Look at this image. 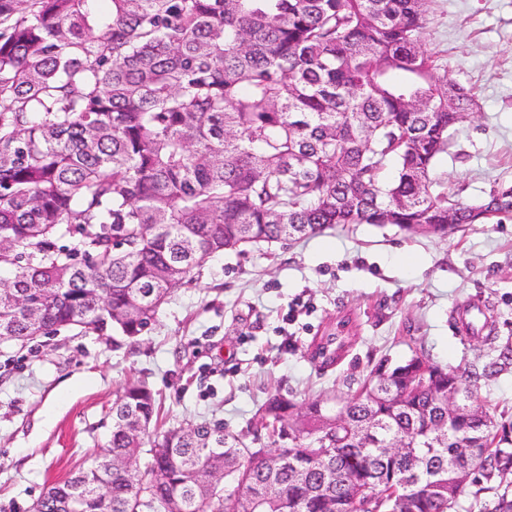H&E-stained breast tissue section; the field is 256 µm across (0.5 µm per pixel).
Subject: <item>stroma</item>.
Returning <instances> with one entry per match:
<instances>
[{
    "mask_svg": "<svg viewBox=\"0 0 512 512\" xmlns=\"http://www.w3.org/2000/svg\"><path fill=\"white\" fill-rule=\"evenodd\" d=\"M431 12L428 46L478 101L435 172L449 194L473 203L512 182V0H433ZM402 249L417 266L393 263ZM342 316L354 341L319 370L308 347ZM419 346L440 365L479 371V404L512 419V221L466 224L444 238L350 224L208 257L137 347L72 331L0 343V512H31L47 485L92 463L126 382L153 388L171 423L220 421L242 434L270 393L298 404L340 399L380 360Z\"/></svg>",
    "mask_w": 512,
    "mask_h": 512,
    "instance_id": "1",
    "label": "stroma"
}]
</instances>
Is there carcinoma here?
Segmentation results:
<instances>
[{"mask_svg":"<svg viewBox=\"0 0 512 512\" xmlns=\"http://www.w3.org/2000/svg\"><path fill=\"white\" fill-rule=\"evenodd\" d=\"M429 0H0V343L62 330L132 346L211 255L348 224L512 220V184L477 203L441 189L448 130L473 88L428 47ZM393 163L392 178L384 175ZM71 244L63 243L65 238ZM41 315L31 322L27 308ZM353 340L340 319L310 346L324 368ZM379 362L333 411L270 395L248 448L207 422L165 426L154 392L112 402L102 457L51 483L32 512H457L469 488L512 474V420L448 388L476 372L423 351ZM415 450L394 457L383 442ZM484 457L455 483L453 452ZM276 493L259 499V488Z\"/></svg>","mask_w":512,"mask_h":512,"instance_id":"cac0c4a2","label":"carcinoma"}]
</instances>
